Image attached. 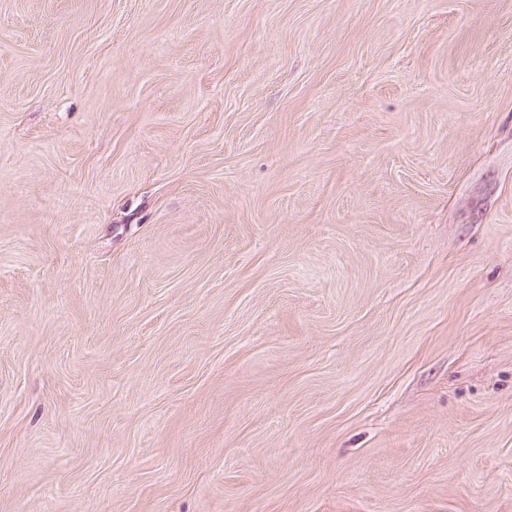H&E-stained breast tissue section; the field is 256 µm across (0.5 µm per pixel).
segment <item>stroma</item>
I'll return each mask as SVG.
<instances>
[{"instance_id": "obj_1", "label": "stroma", "mask_w": 512, "mask_h": 512, "mask_svg": "<svg viewBox=\"0 0 512 512\" xmlns=\"http://www.w3.org/2000/svg\"><path fill=\"white\" fill-rule=\"evenodd\" d=\"M0 512H512V0H0Z\"/></svg>"}]
</instances>
